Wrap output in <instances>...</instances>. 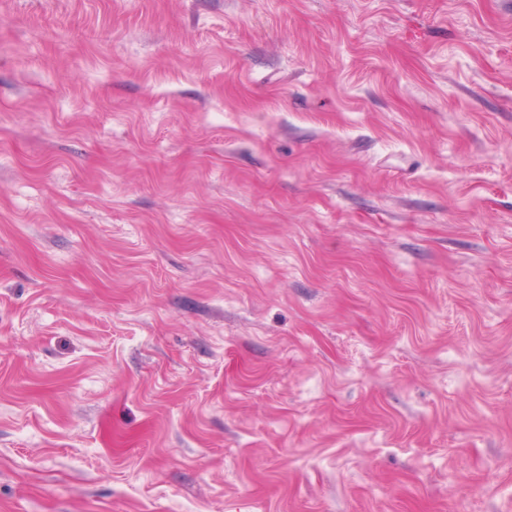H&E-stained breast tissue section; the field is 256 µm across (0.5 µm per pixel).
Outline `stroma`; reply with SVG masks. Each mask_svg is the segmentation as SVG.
Returning a JSON list of instances; mask_svg holds the SVG:
<instances>
[{
    "mask_svg": "<svg viewBox=\"0 0 512 512\" xmlns=\"http://www.w3.org/2000/svg\"><path fill=\"white\" fill-rule=\"evenodd\" d=\"M0 512H512V0H0Z\"/></svg>",
    "mask_w": 512,
    "mask_h": 512,
    "instance_id": "stroma-1",
    "label": "stroma"
}]
</instances>
